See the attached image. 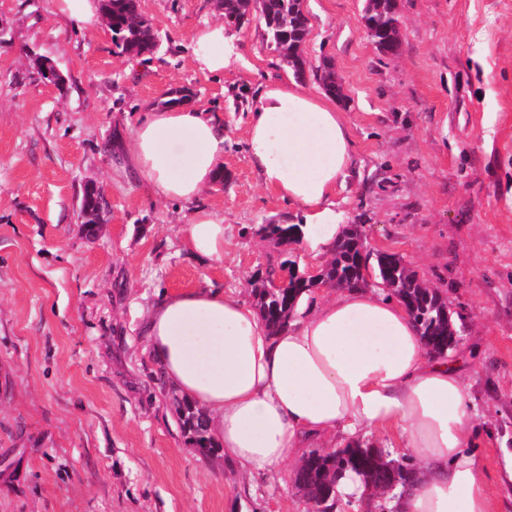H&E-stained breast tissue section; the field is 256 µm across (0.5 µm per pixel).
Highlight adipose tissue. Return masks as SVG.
I'll use <instances>...</instances> for the list:
<instances>
[{
  "instance_id": "1",
  "label": "adipose tissue",
  "mask_w": 512,
  "mask_h": 512,
  "mask_svg": "<svg viewBox=\"0 0 512 512\" xmlns=\"http://www.w3.org/2000/svg\"><path fill=\"white\" fill-rule=\"evenodd\" d=\"M197 70L215 76L240 58L223 22L191 39ZM224 121L190 105L149 112L125 163L149 194L189 212L188 253L220 263L224 212L202 204L224 163ZM246 151L262 184L302 212L301 243L326 257L339 234L334 196L354 166L343 115L297 83L260 86ZM147 354L168 385L201 409L208 436L245 474L271 473L311 442L335 447L372 435L419 465L398 512H496L471 451L474 422L457 363L428 354L408 311L373 288L303 296L270 332L236 292H166L143 316Z\"/></svg>"
}]
</instances>
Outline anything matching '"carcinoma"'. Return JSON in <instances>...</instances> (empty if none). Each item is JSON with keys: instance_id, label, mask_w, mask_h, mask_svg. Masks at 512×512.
Returning a JSON list of instances; mask_svg holds the SVG:
<instances>
[{"instance_id": "obj_1", "label": "carcinoma", "mask_w": 512, "mask_h": 512, "mask_svg": "<svg viewBox=\"0 0 512 512\" xmlns=\"http://www.w3.org/2000/svg\"><path fill=\"white\" fill-rule=\"evenodd\" d=\"M224 19L241 25L249 17L257 18L267 47L278 53L281 62L293 75L305 78L306 60L303 47L309 34V20L303 0H222ZM102 11L112 40L134 57L150 56L161 46L160 35L142 13L141 0H102ZM401 25L397 0H367L365 28L368 38L397 53L400 43L391 41V35ZM321 90L333 98L344 97L343 85L336 76L331 61L323 64L319 76ZM103 200L95 187L84 189L79 217L82 224L91 225L87 237H92V224L100 219ZM262 235L275 245L287 247L299 242L300 225L267 224ZM375 260L377 282L386 286L389 295L397 297L409 312L418 334L428 351L436 356H447L457 344L454 333L458 329L448 298L437 289L422 282L418 273L396 253L371 256L367 251L359 225L346 226L332 250L330 260L321 267V278L314 282L297 271L291 258L268 259L264 270L258 272L252 283L254 306L275 332L294 315L300 298L321 285L337 288H366L369 283L361 274L363 262ZM288 276L285 287L275 282ZM175 413L182 432L197 447L214 452L207 437L204 414L188 400L173 396ZM348 470L358 472L370 497H381L393 486L412 487L417 480V469L408 459L398 460L382 446L369 441L348 444L333 450L313 449L302 460L295 473L294 485L306 502L322 512H335L336 485Z\"/></svg>"}]
</instances>
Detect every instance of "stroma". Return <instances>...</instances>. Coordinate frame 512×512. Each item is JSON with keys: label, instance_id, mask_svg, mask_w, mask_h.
<instances>
[{"label": "stroma", "instance_id": "1", "mask_svg": "<svg viewBox=\"0 0 512 512\" xmlns=\"http://www.w3.org/2000/svg\"><path fill=\"white\" fill-rule=\"evenodd\" d=\"M301 86L331 60L356 164L336 208L368 244L404 256L447 295L475 412L473 452L498 512H512V0H398L397 55L369 42L365 0H304ZM162 35L150 63L108 28H76L52 0H0V512H309L296 463L243 477L182 433L171 389L143 352L142 315L165 291L209 286L250 298L277 246L260 228L294 205L262 186L244 150L259 84L292 79L257 21L242 59L215 78L190 57L217 0H141ZM49 58L65 77L39 74ZM189 90L224 118L223 209L231 254L181 249L187 213L122 167L132 124ZM95 185L108 207L87 240ZM103 212V200L100 190L95 187H86L81 198L79 217L82 224H95Z\"/></svg>", "mask_w": 512, "mask_h": 512}]
</instances>
